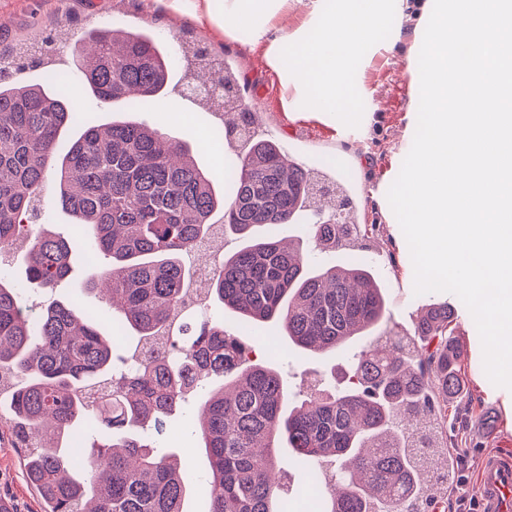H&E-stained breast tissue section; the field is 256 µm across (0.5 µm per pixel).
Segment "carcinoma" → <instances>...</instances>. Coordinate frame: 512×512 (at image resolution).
I'll return each mask as SVG.
<instances>
[{"label":"carcinoma","mask_w":512,"mask_h":512,"mask_svg":"<svg viewBox=\"0 0 512 512\" xmlns=\"http://www.w3.org/2000/svg\"><path fill=\"white\" fill-rule=\"evenodd\" d=\"M82 92L98 105L134 112L171 95L170 46L148 30L92 28L74 44ZM193 77L236 84L234 69L209 51ZM217 66H212V63ZM67 73L41 84L0 80V248L21 256L27 283L51 291L78 255L74 238L34 224L53 176L60 208L107 263L86 283L115 318L102 332L94 309L51 301L38 312L0 277V425L22 449L21 464L43 512H184L192 463L160 455L161 432L186 394L201 390L193 435L210 487L205 512H274L281 449L312 476L334 479L295 491L316 512H427L441 482L429 458L448 455V396L464 389L454 313L431 304L411 336H376L384 288L351 249L361 233L353 212L323 216L326 176L261 134L241 137L239 101L224 123L234 152L231 192L216 188L184 144L130 118L100 123L78 115ZM81 126L67 153L60 137ZM311 212V251L339 257L316 269L309 253L276 235ZM240 240L217 257L203 300L218 301L252 330L276 320L301 355L343 351L355 336L368 349L348 363L344 385L291 400L276 369L250 359L224 320L188 314L197 271L185 258L217 229Z\"/></svg>","instance_id":"1"}]
</instances>
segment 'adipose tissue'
<instances>
[{"instance_id": "ef3b65f1", "label": "adipose tissue", "mask_w": 512, "mask_h": 512, "mask_svg": "<svg viewBox=\"0 0 512 512\" xmlns=\"http://www.w3.org/2000/svg\"><path fill=\"white\" fill-rule=\"evenodd\" d=\"M165 6L215 37L232 29L247 33L251 45L264 43L288 0H145ZM320 18L317 28L291 44L280 43L279 62L291 70L308 92L315 112L354 116L348 93L352 64L375 35L376 13L371 0H312Z\"/></svg>"}]
</instances>
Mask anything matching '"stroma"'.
Returning a JSON list of instances; mask_svg holds the SVG:
<instances>
[{
  "mask_svg": "<svg viewBox=\"0 0 512 512\" xmlns=\"http://www.w3.org/2000/svg\"><path fill=\"white\" fill-rule=\"evenodd\" d=\"M433 0H384L378 35L368 42L355 62L350 91L357 101L375 99L379 109L360 141L343 138L344 122L327 112H295L291 105L301 98L296 84L281 88L273 66L277 61L269 46L251 47L242 36L217 41L205 36L191 20L178 14L157 11L145 14L140 0H0V46L34 32H53L57 38H72L85 25L150 28L162 40L183 38L236 60L247 99L261 112L265 130L299 161L318 171H332L348 183L373 235L359 245L358 255L372 267L385 287L388 312L380 332L410 334L418 309L433 303H448L455 312V330L464 344L461 371L465 388L461 396L448 400V446L463 461L466 474H473L484 452L499 450L512 454V390L495 386L483 365L480 337L464 303L448 292L415 294L411 289L413 268L406 239L388 203L387 192L398 176L409 152L417 123L419 78L412 65L417 62L419 36L426 27ZM176 111L160 112L150 107L136 113L137 121L161 133L187 142L197 162L205 167L214 184L226 188L224 165L216 164L214 141L217 116L200 109L187 98L175 96ZM90 263H75L69 277L46 295L26 290L33 306L55 298L76 307L95 306L83 283L93 272ZM368 343L354 337L346 352L301 358L296 354L276 356L260 353V360L274 361L290 394L308 396L321 387L331 369H344L351 354ZM195 396H188L183 409L167 425L177 430V441L157 435L162 449L191 459L206 468L207 459L192 436ZM0 495L14 500L18 512H40L34 492L25 484L18 465V452L10 436L0 437Z\"/></svg>",
  "mask_w": 512,
  "mask_h": 512,
  "instance_id": "1",
  "label": "stroma"
}]
</instances>
